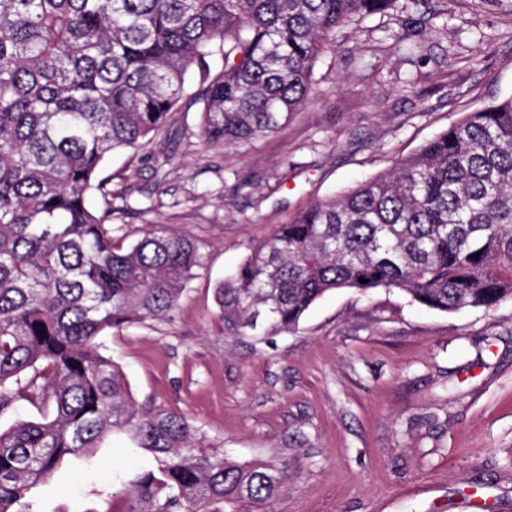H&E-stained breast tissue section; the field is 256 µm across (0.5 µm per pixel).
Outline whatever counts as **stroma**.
I'll return each mask as SVG.
<instances>
[{"label": "stroma", "instance_id": "1", "mask_svg": "<svg viewBox=\"0 0 512 512\" xmlns=\"http://www.w3.org/2000/svg\"><path fill=\"white\" fill-rule=\"evenodd\" d=\"M407 26L343 27L307 103L275 133L210 147L201 107L175 113L151 151L113 155L112 221L129 238L165 224L204 269L173 320L105 336L136 401L178 409L238 462L287 461L272 512H512V300L442 313L395 288L319 299L291 330L227 332L213 290L249 246L298 211L390 170L465 112L512 94V0H443ZM406 34L424 38L425 58ZM127 438L72 461L46 512H122L112 472Z\"/></svg>", "mask_w": 512, "mask_h": 512}]
</instances>
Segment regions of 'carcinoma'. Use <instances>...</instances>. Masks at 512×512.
<instances>
[{"label":"carcinoma","mask_w":512,"mask_h":512,"mask_svg":"<svg viewBox=\"0 0 512 512\" xmlns=\"http://www.w3.org/2000/svg\"><path fill=\"white\" fill-rule=\"evenodd\" d=\"M429 0H0V512L117 434L153 456L115 470L125 512H259L288 463H238L174 408L132 397L101 337L169 320L195 243L112 223L113 153L151 144L196 66L202 137L274 133L355 18ZM365 282H359V279ZM396 288L440 312L512 300V95L466 113L384 173L317 200L214 289L238 335L295 328L327 292Z\"/></svg>","instance_id":"carcinoma-1"}]
</instances>
